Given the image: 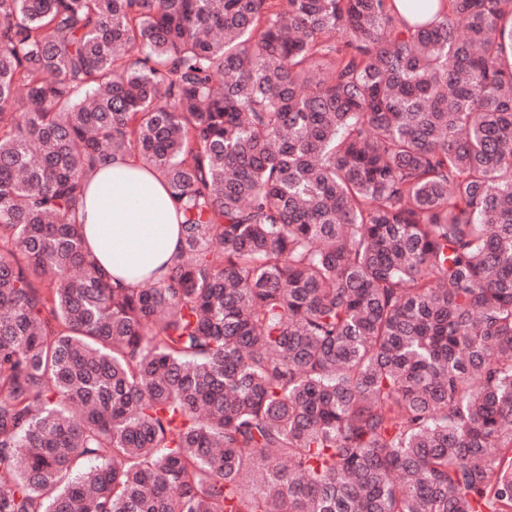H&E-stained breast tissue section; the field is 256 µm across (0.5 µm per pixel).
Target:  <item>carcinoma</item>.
<instances>
[{"label":"carcinoma","mask_w":512,"mask_h":512,"mask_svg":"<svg viewBox=\"0 0 512 512\" xmlns=\"http://www.w3.org/2000/svg\"><path fill=\"white\" fill-rule=\"evenodd\" d=\"M403 4L0 0V512H512V0ZM91 254L112 284L134 287L167 263L181 244V227L164 181L132 158H115L88 179L83 219Z\"/></svg>","instance_id":"carcinoma-1"}]
</instances>
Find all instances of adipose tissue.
<instances>
[{"mask_svg":"<svg viewBox=\"0 0 512 512\" xmlns=\"http://www.w3.org/2000/svg\"><path fill=\"white\" fill-rule=\"evenodd\" d=\"M83 224L89 251L120 286L164 276L181 244L163 180L131 158H115L91 174Z\"/></svg>","mask_w":512,"mask_h":512,"instance_id":"1","label":"adipose tissue"}]
</instances>
